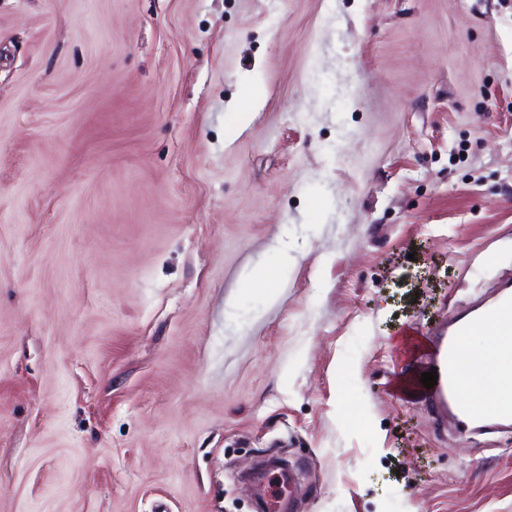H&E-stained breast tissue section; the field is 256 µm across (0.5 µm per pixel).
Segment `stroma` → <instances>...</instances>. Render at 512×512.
<instances>
[{"instance_id": "obj_1", "label": "stroma", "mask_w": 512, "mask_h": 512, "mask_svg": "<svg viewBox=\"0 0 512 512\" xmlns=\"http://www.w3.org/2000/svg\"><path fill=\"white\" fill-rule=\"evenodd\" d=\"M510 278L512 0H0V512H512L392 391Z\"/></svg>"}]
</instances>
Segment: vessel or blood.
I'll return each mask as SVG.
<instances>
[{
	"label": "vessel or blood",
	"mask_w": 512,
	"mask_h": 512,
	"mask_svg": "<svg viewBox=\"0 0 512 512\" xmlns=\"http://www.w3.org/2000/svg\"><path fill=\"white\" fill-rule=\"evenodd\" d=\"M485 327L493 329L499 341L497 356L483 360L486 373L495 376L496 381L491 385L488 399L482 401L466 393L476 376L464 340L473 331ZM428 345L437 382L429 389L420 378L406 380L405 385L414 391L416 400L439 418L452 419L466 429L488 415L512 422V379L499 372L501 358L512 354L511 287H503L490 302L431 327Z\"/></svg>",
	"instance_id": "b4317fda"
}]
</instances>
